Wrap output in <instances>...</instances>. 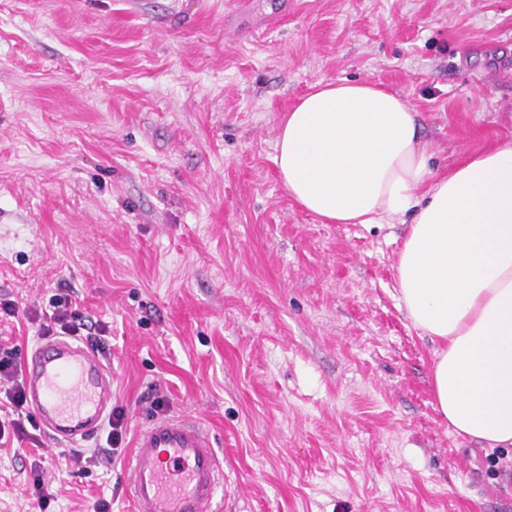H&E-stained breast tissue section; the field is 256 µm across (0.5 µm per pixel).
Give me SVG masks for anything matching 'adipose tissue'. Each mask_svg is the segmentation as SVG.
Segmentation results:
<instances>
[{
	"instance_id": "ef3b65f1",
	"label": "adipose tissue",
	"mask_w": 512,
	"mask_h": 512,
	"mask_svg": "<svg viewBox=\"0 0 512 512\" xmlns=\"http://www.w3.org/2000/svg\"><path fill=\"white\" fill-rule=\"evenodd\" d=\"M276 150L289 198L322 223L410 216L399 300L435 346L434 407L462 440L512 447V141L433 173L408 101L342 80L287 112Z\"/></svg>"
}]
</instances>
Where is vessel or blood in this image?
I'll use <instances>...</instances> for the list:
<instances>
[{
	"label": "vessel or blood",
	"mask_w": 512,
	"mask_h": 512,
	"mask_svg": "<svg viewBox=\"0 0 512 512\" xmlns=\"http://www.w3.org/2000/svg\"><path fill=\"white\" fill-rule=\"evenodd\" d=\"M22 384L43 432L77 447L99 429L112 404V373L87 345L62 336L39 341L24 358ZM221 467L210 435L183 416L139 431L129 459L133 512H213Z\"/></svg>",
	"instance_id": "1"
}]
</instances>
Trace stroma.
I'll return each instance as SVG.
<instances>
[{"label": "stroma", "mask_w": 512, "mask_h": 512, "mask_svg": "<svg viewBox=\"0 0 512 512\" xmlns=\"http://www.w3.org/2000/svg\"><path fill=\"white\" fill-rule=\"evenodd\" d=\"M339 79L403 95L448 171L512 140V0H0V342L25 355L73 291L127 424L87 470L0 447V512H31L39 452L48 512H133L135 435L178 415L216 512H512V454L433 406L404 225L323 224L281 184L282 118Z\"/></svg>", "instance_id": "stroma-1"}]
</instances>
